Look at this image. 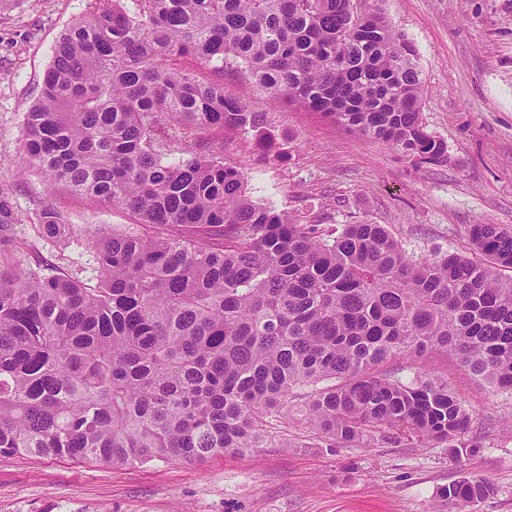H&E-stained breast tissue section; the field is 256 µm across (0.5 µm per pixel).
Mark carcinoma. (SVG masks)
Masks as SVG:
<instances>
[{"mask_svg": "<svg viewBox=\"0 0 512 512\" xmlns=\"http://www.w3.org/2000/svg\"><path fill=\"white\" fill-rule=\"evenodd\" d=\"M414 47L350 0H85L24 115L29 163L135 223L89 225L92 275L13 252L0 190V455L201 463L269 448L300 417L325 448L404 438L459 457L472 414L448 383L386 366L444 348L512 392V231L468 229L467 254L414 259L381 224L325 232L254 200L215 129L261 112L242 75L416 165L448 160L425 128ZM182 157L168 159L183 140ZM48 238L64 216L36 212ZM483 482L444 494L465 507Z\"/></svg>", "mask_w": 512, "mask_h": 512, "instance_id": "carcinoma-1", "label": "carcinoma"}]
</instances>
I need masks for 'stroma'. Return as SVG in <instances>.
I'll list each match as a JSON object with an SVG mask.
<instances>
[{
  "instance_id": "stroma-1",
  "label": "stroma",
  "mask_w": 512,
  "mask_h": 512,
  "mask_svg": "<svg viewBox=\"0 0 512 512\" xmlns=\"http://www.w3.org/2000/svg\"><path fill=\"white\" fill-rule=\"evenodd\" d=\"M84 0H0V187L18 214L16 256L44 273L90 269L86 227L121 229L130 213L49 183L21 148L23 114L38 96L61 31ZM388 22L417 49L421 116L447 162L415 167L389 144L297 106L266 107L263 134L225 130L224 161L253 199L336 229L382 224L407 254L469 249L467 228L512 229V0H383ZM49 205L66 237L42 236L32 217ZM391 371L447 380L473 413L453 457L447 445L377 438L329 451L296 419L274 447L200 464L157 458L113 467L94 459L0 456V512H457L448 485L487 482L471 512H512V394L473 377L445 350L393 362Z\"/></svg>"
}]
</instances>
